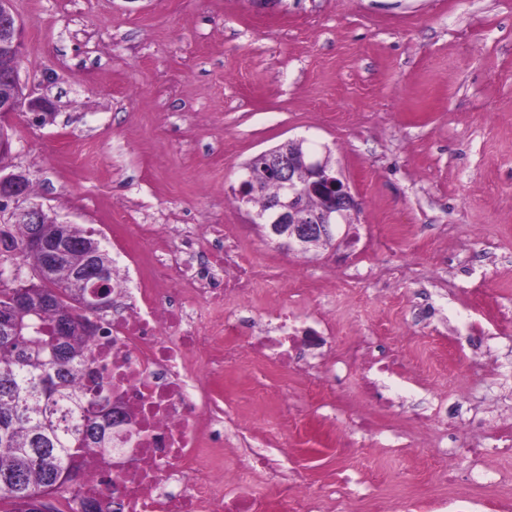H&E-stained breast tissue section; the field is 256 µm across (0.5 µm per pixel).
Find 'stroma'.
I'll return each instance as SVG.
<instances>
[{"label":"stroma","mask_w":512,"mask_h":512,"mask_svg":"<svg viewBox=\"0 0 512 512\" xmlns=\"http://www.w3.org/2000/svg\"><path fill=\"white\" fill-rule=\"evenodd\" d=\"M24 26L20 80L51 100L10 119L7 165L27 201L94 231L242 225L244 253L311 277L307 309L336 289L327 356L275 368L304 413L257 417L250 442L279 432L314 489L364 480L360 512L416 486L411 512L438 508L439 458L413 414L329 356L353 337L403 358L409 390L458 462L475 512H512L479 487L512 427V0H13ZM329 146L357 202L339 245L303 254L271 243L233 192L243 165L290 139ZM375 423L359 429L360 414ZM354 444L351 455L343 447Z\"/></svg>","instance_id":"1"}]
</instances>
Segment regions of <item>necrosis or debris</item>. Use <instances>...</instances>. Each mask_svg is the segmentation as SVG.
I'll return each mask as SVG.
<instances>
[{
  "instance_id": "1",
  "label": "necrosis or debris",
  "mask_w": 512,
  "mask_h": 512,
  "mask_svg": "<svg viewBox=\"0 0 512 512\" xmlns=\"http://www.w3.org/2000/svg\"><path fill=\"white\" fill-rule=\"evenodd\" d=\"M206 263L172 264L135 257L112 239V309L98 322L92 346L111 368L112 393L133 421L112 443V458L91 459L81 497L120 503V512H255L254 486L276 495L289 512H317L322 494L296 479L285 460L244 445L225 468L217 439L242 422L224 407V374L244 361L296 364L303 349L322 347L319 331L300 327L287 301L303 296L260 261L243 257L238 237L211 227L182 242ZM271 302L268 324L245 333L258 290Z\"/></svg>"
}]
</instances>
